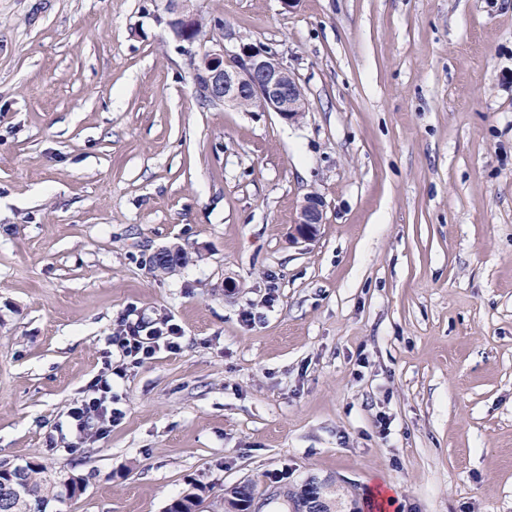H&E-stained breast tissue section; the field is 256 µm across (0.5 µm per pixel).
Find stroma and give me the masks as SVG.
Here are the masks:
<instances>
[{
    "label": "stroma",
    "instance_id": "obj_1",
    "mask_svg": "<svg viewBox=\"0 0 512 512\" xmlns=\"http://www.w3.org/2000/svg\"><path fill=\"white\" fill-rule=\"evenodd\" d=\"M191 5L279 51L298 122L202 104L167 0H0V462L82 478L55 512H512V0ZM127 313L181 348L79 440ZM325 202L319 194H307L301 203L291 228L290 236L294 243L311 242L323 224ZM316 496V498L312 499L310 496ZM287 498V502L292 503V512H305L307 510L311 511L313 510L314 506L316 504H312L314 501H316L317 498L321 499V502L319 503V508L317 510L323 511V512H329L330 506L325 500V496L323 494V486L315 483L314 481L309 482L304 485L303 488L300 489V491L297 492H289L285 496Z\"/></svg>",
    "mask_w": 512,
    "mask_h": 512
}]
</instances>
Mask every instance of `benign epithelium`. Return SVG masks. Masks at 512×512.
<instances>
[{"instance_id": "1", "label": "benign epithelium", "mask_w": 512, "mask_h": 512, "mask_svg": "<svg viewBox=\"0 0 512 512\" xmlns=\"http://www.w3.org/2000/svg\"><path fill=\"white\" fill-rule=\"evenodd\" d=\"M168 10L173 15L170 28L174 38L192 45L191 34L195 29L196 13L187 0H168ZM219 40L202 55L200 65L194 70L193 83L196 93L215 104L241 109L254 104L255 112H273L286 123L298 121L307 112V98L292 72L284 65L280 54L270 46L236 38L233 48L224 41L233 39L221 20L213 21ZM325 202L315 193L307 194L301 203L291 228L293 242H311L324 221ZM0 483L9 488L20 501L26 494L21 473L6 465L0 466Z\"/></svg>"}]
</instances>
